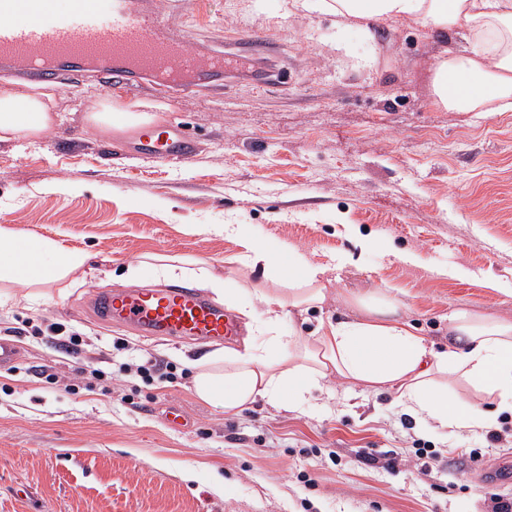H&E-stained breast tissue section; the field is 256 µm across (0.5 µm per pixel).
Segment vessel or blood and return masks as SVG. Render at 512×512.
Here are the masks:
<instances>
[{
  "instance_id": "1",
  "label": "vessel or blood",
  "mask_w": 512,
  "mask_h": 512,
  "mask_svg": "<svg viewBox=\"0 0 512 512\" xmlns=\"http://www.w3.org/2000/svg\"><path fill=\"white\" fill-rule=\"evenodd\" d=\"M259 59L242 36L200 55L145 0H71L64 12L52 0H0V71L33 83L56 84L73 67L88 65L113 88L131 86L139 73H166L219 91L225 71ZM146 137L158 159L186 163L195 156L194 141L172 126H155ZM89 310L153 339L221 345L244 333L235 315L189 285L118 288L93 295Z\"/></svg>"
}]
</instances>
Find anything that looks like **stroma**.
Returning a JSON list of instances; mask_svg holds the SVG:
<instances>
[{"instance_id": "1", "label": "stroma", "mask_w": 512, "mask_h": 512, "mask_svg": "<svg viewBox=\"0 0 512 512\" xmlns=\"http://www.w3.org/2000/svg\"><path fill=\"white\" fill-rule=\"evenodd\" d=\"M152 2L194 48L238 33L269 50L220 95L148 76L123 92L196 140L191 163L112 150L86 119L113 97L90 71L50 89L49 131L0 141V225L89 256L31 300L0 306V336L21 346L15 368L0 370V512H487L492 496L512 499V481L493 476L512 467L511 413L477 434L423 424L394 392L332 377L311 390L309 410L260 399L228 417L192 396L184 363L214 346L148 340L91 316L89 292L127 287L126 265L146 255L263 285L262 267L237 263L242 246L211 230L243 224L328 266L327 298L301 334L349 314L353 295L389 288L439 349L453 342L455 307L512 318V111L433 104L435 63L465 47L461 33L406 21L367 39L287 0ZM365 237L374 245L364 252ZM344 253L358 264L335 267ZM458 267L464 276L450 277ZM54 323L82 334L79 357L47 338ZM138 355L172 363L175 382L120 370ZM89 367L111 383L83 388Z\"/></svg>"}]
</instances>
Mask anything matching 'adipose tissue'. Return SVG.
Listing matches in <instances>:
<instances>
[{"label":"adipose tissue","instance_id":"adipose-tissue-1","mask_svg":"<svg viewBox=\"0 0 512 512\" xmlns=\"http://www.w3.org/2000/svg\"><path fill=\"white\" fill-rule=\"evenodd\" d=\"M292 6L352 20L367 38L383 21L465 32L464 51L443 54L437 62L435 105L452 112L512 109V0H292ZM54 122L44 93L0 97V141L38 137ZM214 230L238 239L246 265H264L271 277L269 287L246 298L240 285L216 278L208 266L191 270L195 282L211 286L259 334L243 350L192 361L198 400L228 415L259 397L299 410L312 388L335 375L366 391H395L409 414L444 427L481 431L491 427L495 413H512V319L478 307L451 310L448 333L457 345L438 352L400 317L398 299L386 293L356 300V317L318 321L307 337L287 334L282 323L292 311L324 303L323 269L295 248L254 239L243 225L218 224ZM86 261L81 250L0 225V282L16 287L0 296L4 300L19 301V288L60 280Z\"/></svg>","mask_w":512,"mask_h":512}]
</instances>
